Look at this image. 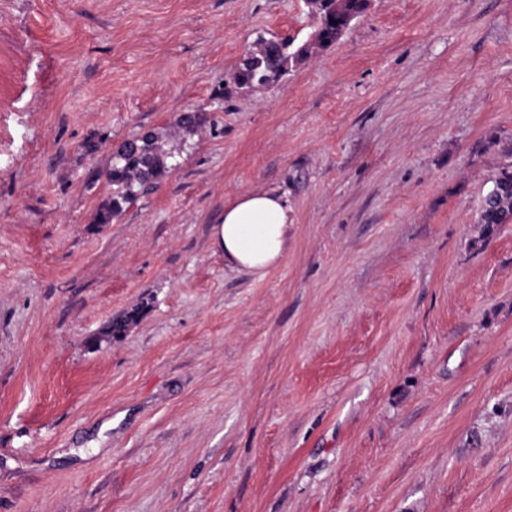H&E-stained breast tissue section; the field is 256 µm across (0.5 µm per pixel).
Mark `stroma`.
I'll list each match as a JSON object with an SVG mask.
<instances>
[{"mask_svg":"<svg viewBox=\"0 0 512 512\" xmlns=\"http://www.w3.org/2000/svg\"><path fill=\"white\" fill-rule=\"evenodd\" d=\"M315 28L303 0H0V512H512V222L479 221L512 0H371L234 84ZM146 133L172 168L96 223ZM257 188L293 222L261 277L212 238ZM317 27L312 41L260 39L257 47L243 56L234 73L239 88H253L279 81L294 63H302L338 42L349 28L346 18L363 8L360 0H318Z\"/></svg>","mask_w":512,"mask_h":512,"instance_id":"obj_1","label":"stroma"}]
</instances>
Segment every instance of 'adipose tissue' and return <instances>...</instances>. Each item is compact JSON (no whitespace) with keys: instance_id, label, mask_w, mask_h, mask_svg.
Returning a JSON list of instances; mask_svg holds the SVG:
<instances>
[{"instance_id":"1","label":"adipose tissue","mask_w":512,"mask_h":512,"mask_svg":"<svg viewBox=\"0 0 512 512\" xmlns=\"http://www.w3.org/2000/svg\"><path fill=\"white\" fill-rule=\"evenodd\" d=\"M288 205L266 190H250L225 204L213 228L226 264L255 274L276 266L288 249Z\"/></svg>"}]
</instances>
